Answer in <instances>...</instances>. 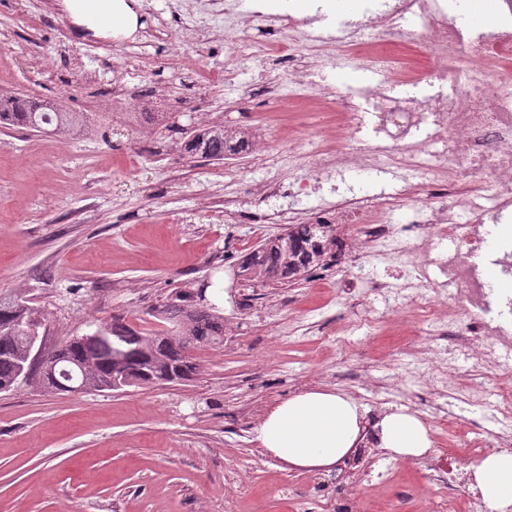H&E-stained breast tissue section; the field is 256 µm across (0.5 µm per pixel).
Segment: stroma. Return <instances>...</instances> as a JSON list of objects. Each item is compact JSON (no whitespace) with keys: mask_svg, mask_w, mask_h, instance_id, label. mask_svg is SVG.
<instances>
[{"mask_svg":"<svg viewBox=\"0 0 512 512\" xmlns=\"http://www.w3.org/2000/svg\"><path fill=\"white\" fill-rule=\"evenodd\" d=\"M25 11L44 22L14 26ZM60 25L59 45L47 33ZM145 53L79 33L58 0H0V92L94 115L77 139L0 129V292L36 308L50 348L115 318L161 330L155 310L201 288L236 337L194 349L199 370L185 383L72 394L33 378L0 392V512H321L328 472L264 455L254 439L264 415L308 388L348 392L345 373L360 364L394 388L399 406L427 392L390 366L405 338L362 332L336 344L337 322L365 313L367 289L336 302L314 271L289 282L238 279L258 238L200 204L241 188L256 165L277 184L301 176L287 145L258 164L245 156L216 165L144 129L113 134L114 69ZM166 53L169 66L152 80L183 99L194 91L175 68L224 65L220 41L202 51L177 36ZM174 165L193 178L173 180Z\"/></svg>","mask_w":512,"mask_h":512,"instance_id":"35a3bbf8","label":"stroma"}]
</instances>
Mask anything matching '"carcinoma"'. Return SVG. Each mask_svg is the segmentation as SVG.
I'll use <instances>...</instances> for the list:
<instances>
[{"instance_id":"cac0c4a2","label":"carcinoma","mask_w":512,"mask_h":512,"mask_svg":"<svg viewBox=\"0 0 512 512\" xmlns=\"http://www.w3.org/2000/svg\"><path fill=\"white\" fill-rule=\"evenodd\" d=\"M90 123L87 112H63L52 101L37 100L27 94L0 97V127L53 132L69 137L81 136ZM185 147L203 158L222 161L224 155L239 150L224 146V125L216 124L188 138ZM332 240L328 224H294L286 235L261 243L241 266V273L254 279L291 278L320 263L326 242ZM172 335L144 336L133 327L118 322L103 326L125 351L126 375L135 386L153 378L164 379L181 372L190 380L197 366L186 354L189 346H207L224 342V316L213 304L198 306L172 304L159 311ZM35 318L29 302L0 293V391L10 389L20 378L26 361L27 336L24 322ZM59 368L81 378L80 370L91 367L86 380L92 386L112 382V350L92 340L56 347Z\"/></svg>"}]
</instances>
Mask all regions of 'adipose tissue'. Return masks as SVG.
<instances>
[{"label": "adipose tissue", "mask_w": 512, "mask_h": 512, "mask_svg": "<svg viewBox=\"0 0 512 512\" xmlns=\"http://www.w3.org/2000/svg\"><path fill=\"white\" fill-rule=\"evenodd\" d=\"M76 25L100 37L127 36L138 27L128 0H61ZM364 412L356 399L333 391H304L274 406L255 430L265 452L288 467L328 470L348 457L362 439ZM381 448L393 459L415 460L433 451L429 429L406 408L393 409L374 424ZM492 512L512 507V451L482 456L471 466Z\"/></svg>", "instance_id": "ef3b65f1"}]
</instances>
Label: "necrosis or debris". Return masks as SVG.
I'll list each match as a JSON object with an SVG mask.
<instances>
[{"label":"necrosis or debris","mask_w":512,"mask_h":512,"mask_svg":"<svg viewBox=\"0 0 512 512\" xmlns=\"http://www.w3.org/2000/svg\"><path fill=\"white\" fill-rule=\"evenodd\" d=\"M364 28L345 27L338 49H330L313 21L288 12L270 14L241 0H170V15L182 35L207 45L224 35L221 74L194 73L198 94L191 102L209 120L215 81L236 89L231 108L253 102L251 85L239 82L254 57L282 56L287 70L273 71L269 90L286 112L288 144L305 160L307 175L289 186L250 177L244 190L211 201L228 224H332L341 227L354 264L336 271L344 291L369 285L390 323L410 318L413 333L429 337L413 359L394 360L398 374L423 383L430 394L444 389L482 401L493 396L499 429L473 433L466 446L485 453L512 446V383L487 392L472 378H443L437 366L459 356L499 364L512 353V292L487 288L477 253L485 243L487 219L512 214V0H501L488 33L461 44L448 20L447 0H360ZM351 62L365 70L380 63L382 80L365 91L372 102L374 142L357 134L358 105L346 88L320 81L322 70ZM155 58L139 61L137 81L112 84L113 101L126 111L143 106L173 112L182 105L149 80ZM424 85L421 97L394 94L390 85ZM412 169L420 180L389 190L380 183L367 192L356 175L382 178L390 167ZM330 179L333 199L312 205L321 179ZM495 183L496 196L482 193ZM468 322L458 329L454 316ZM427 512H489L469 476L442 457L427 461ZM396 463L365 459L327 483L333 512H371L372 496L393 483Z\"/></svg>","instance_id":"obj_1"}]
</instances>
